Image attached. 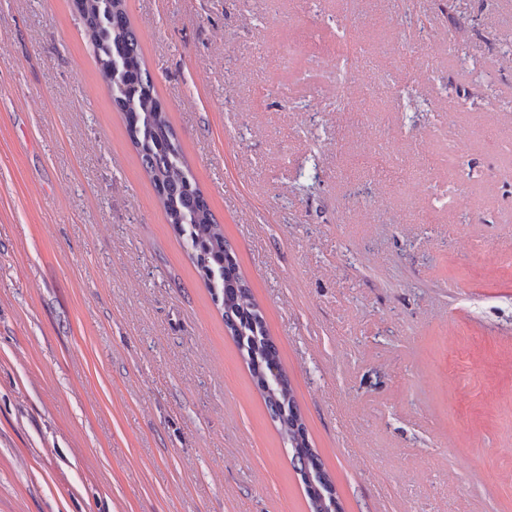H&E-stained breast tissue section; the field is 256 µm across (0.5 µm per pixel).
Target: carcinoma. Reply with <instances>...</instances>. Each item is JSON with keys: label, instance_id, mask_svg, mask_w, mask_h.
Masks as SVG:
<instances>
[{"label": "carcinoma", "instance_id": "obj_1", "mask_svg": "<svg viewBox=\"0 0 512 512\" xmlns=\"http://www.w3.org/2000/svg\"><path fill=\"white\" fill-rule=\"evenodd\" d=\"M73 9L93 46L98 73L112 87L115 66L122 67V86L112 93L123 112L126 132L163 206L169 224L186 236L200 275L221 295L224 326L246 346L251 377L261 390L271 419L293 449V465L310 476L306 493L312 512H329L333 483L319 455L306 440L288 375L269 335L261 310L243 279L224 228L181 161V146L145 68L139 38L131 26L125 0H72Z\"/></svg>", "mask_w": 512, "mask_h": 512}]
</instances>
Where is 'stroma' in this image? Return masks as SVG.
<instances>
[{
  "label": "stroma",
  "mask_w": 512,
  "mask_h": 512,
  "mask_svg": "<svg viewBox=\"0 0 512 512\" xmlns=\"http://www.w3.org/2000/svg\"><path fill=\"white\" fill-rule=\"evenodd\" d=\"M126 10L342 512H512V0ZM189 254L71 0H0V512H309Z\"/></svg>",
  "instance_id": "obj_1"
}]
</instances>
